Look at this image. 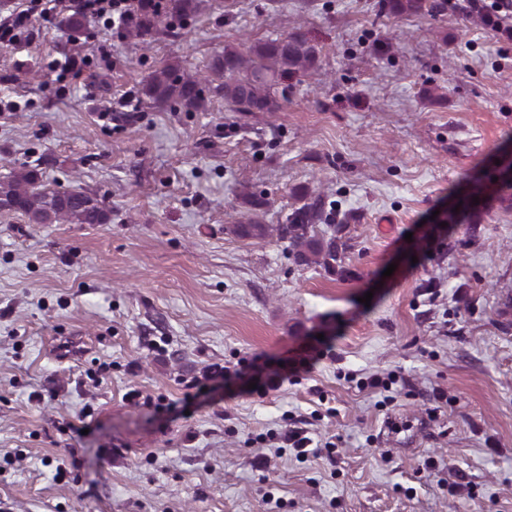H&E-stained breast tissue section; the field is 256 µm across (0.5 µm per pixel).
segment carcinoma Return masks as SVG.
<instances>
[{
  "mask_svg": "<svg viewBox=\"0 0 512 512\" xmlns=\"http://www.w3.org/2000/svg\"><path fill=\"white\" fill-rule=\"evenodd\" d=\"M199 6L200 0H168L161 13L154 5L146 4L138 19V32H150L168 13L191 16ZM316 62V48L295 34L255 45L246 54L232 47L224 48L213 64V70L224 76V82L216 86L205 76L170 64L149 77L144 94L176 110L190 112L204 109L206 93L212 91L223 95L234 112H274L279 109L280 100L287 99L288 87L283 81L291 74L314 69ZM0 209L20 212L33 224H104L109 220L97 195L76 188H49L42 184L37 170L24 167L0 178ZM320 219V201L305 203L293 212L288 223L276 227V232L288 240L298 263L332 270L339 261V244L334 239L323 241L311 234L312 223ZM235 232L264 238L270 228L252 222L236 225Z\"/></svg>",
  "mask_w": 512,
  "mask_h": 512,
  "instance_id": "1",
  "label": "carcinoma"
}]
</instances>
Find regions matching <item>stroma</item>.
Segmentation results:
<instances>
[{"label":"stroma","instance_id":"obj_1","mask_svg":"<svg viewBox=\"0 0 512 512\" xmlns=\"http://www.w3.org/2000/svg\"><path fill=\"white\" fill-rule=\"evenodd\" d=\"M385 2L203 0L142 42L36 18L0 48V177L35 167L110 214L0 210V512H512V41L462 0ZM293 33L318 61L276 111L143 94ZM73 54L90 67L56 81ZM317 195L333 270L234 231ZM323 341L279 390L188 395L210 366ZM373 373L389 391L356 388ZM291 428L333 457L297 459ZM89 65L86 57H65L63 60L52 59L48 68L51 72L57 73L58 79L69 78L70 80H78L82 77L84 71Z\"/></svg>","mask_w":512,"mask_h":512}]
</instances>
